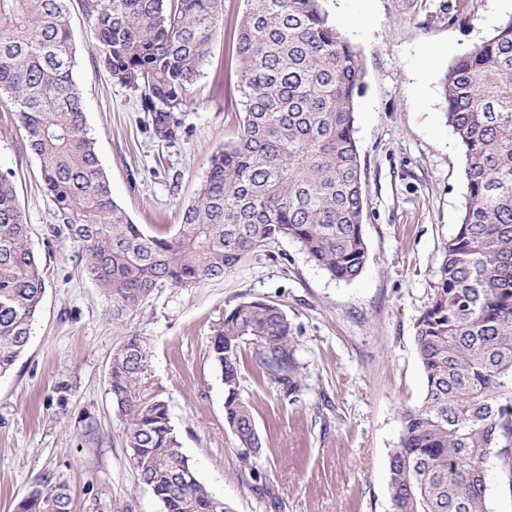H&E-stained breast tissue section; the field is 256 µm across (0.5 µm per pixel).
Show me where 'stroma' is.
Here are the masks:
<instances>
[{
    "label": "stroma",
    "mask_w": 512,
    "mask_h": 512,
    "mask_svg": "<svg viewBox=\"0 0 512 512\" xmlns=\"http://www.w3.org/2000/svg\"><path fill=\"white\" fill-rule=\"evenodd\" d=\"M325 0L330 23L358 51L364 89L355 128L366 190L369 260L353 281L331 278L300 246L278 240L224 277L161 288L116 323L68 236L48 237L54 203L14 112L0 104V170L45 271L41 313L25 353L0 377V512L44 480L64 485L71 512H163L140 483L112 405L109 369L124 338L145 349L141 388L164 401L199 481L233 512H393L388 463L400 413L422 394L413 345L444 244L465 202L460 147L448 127L450 62L511 13L498 0ZM210 56L179 114L174 142L153 138L148 116L96 62L94 21L70 0L74 78L85 101L113 199L146 230L174 232L205 179L211 155L238 138L236 32L245 0H221ZM443 12L445 19L430 22ZM264 300L291 323L305 377L296 399L244 347L241 393L264 439L243 458L224 421V383L209 355L224 313ZM261 474L268 493L255 489Z\"/></svg>",
    "instance_id": "stroma-1"
}]
</instances>
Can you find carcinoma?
Masks as SVG:
<instances>
[{
    "mask_svg": "<svg viewBox=\"0 0 512 512\" xmlns=\"http://www.w3.org/2000/svg\"><path fill=\"white\" fill-rule=\"evenodd\" d=\"M68 0H0V104L16 112L55 205L49 235L64 233L120 321L158 288L221 278L286 238L331 277L364 270L365 187L355 137L363 69L328 22L323 0H247L237 33L242 129L209 159L197 200L171 236L133 223L112 199L85 102L73 78ZM221 0H84L98 64L173 142L221 20ZM445 117L463 154L466 196L436 282L416 323L425 386L401 413L389 460L394 512H491L484 463L498 457L512 489V18L457 57L443 80ZM9 171H0V377L24 353L46 290ZM285 396L302 390L288 316L263 300L224 312L210 357L224 381V418L243 455L262 439L240 390L243 345ZM137 336L114 353L112 405L141 484L163 512H232L181 453L168 407L140 391ZM17 512H70L46 481Z\"/></svg>",
    "mask_w": 512,
    "mask_h": 512,
    "instance_id": "carcinoma-1",
    "label": "carcinoma"
}]
</instances>
